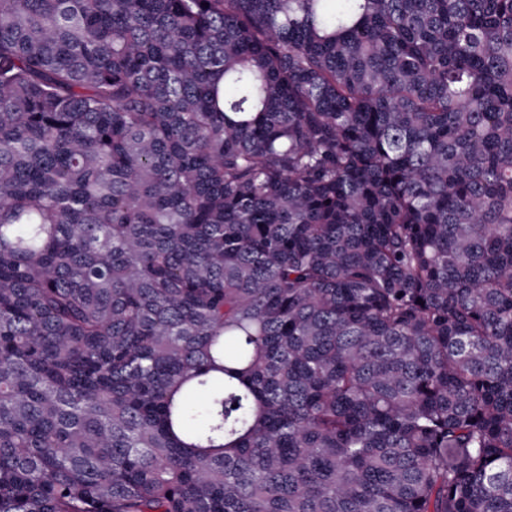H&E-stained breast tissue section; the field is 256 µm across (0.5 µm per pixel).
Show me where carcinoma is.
Returning <instances> with one entry per match:
<instances>
[{
	"label": "carcinoma",
	"instance_id": "1",
	"mask_svg": "<svg viewBox=\"0 0 512 512\" xmlns=\"http://www.w3.org/2000/svg\"><path fill=\"white\" fill-rule=\"evenodd\" d=\"M0 512H512V0H0Z\"/></svg>",
	"mask_w": 512,
	"mask_h": 512
}]
</instances>
